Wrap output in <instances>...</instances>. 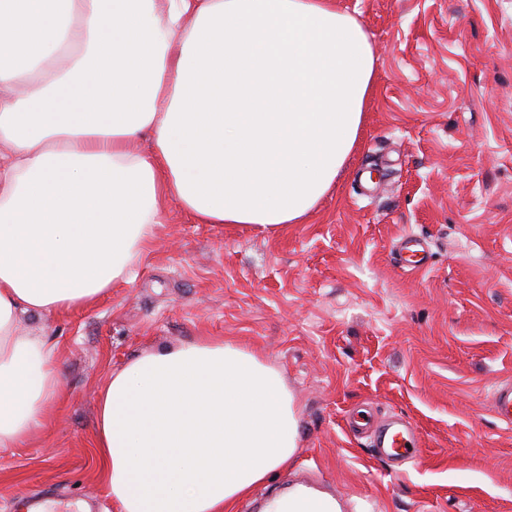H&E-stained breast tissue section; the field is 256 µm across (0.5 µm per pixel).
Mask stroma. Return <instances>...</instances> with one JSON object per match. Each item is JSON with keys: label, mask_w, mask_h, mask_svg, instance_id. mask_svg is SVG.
<instances>
[{"label": "stroma", "mask_w": 512, "mask_h": 512, "mask_svg": "<svg viewBox=\"0 0 512 512\" xmlns=\"http://www.w3.org/2000/svg\"><path fill=\"white\" fill-rule=\"evenodd\" d=\"M374 50L354 151L307 223L279 231L167 220L135 279L40 323L63 399L0 448V512L21 501L117 512L95 448L97 397L136 356L201 338L275 367L300 408L299 448L236 512L306 476L375 512H512V425L489 397L512 377V0H338ZM410 234L429 265L406 271ZM360 409L402 418L420 458L349 434Z\"/></svg>", "instance_id": "1"}]
</instances>
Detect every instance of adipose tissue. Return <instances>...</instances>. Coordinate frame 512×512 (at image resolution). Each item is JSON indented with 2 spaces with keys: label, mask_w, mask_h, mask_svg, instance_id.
I'll return each instance as SVG.
<instances>
[{
  "label": "adipose tissue",
  "mask_w": 512,
  "mask_h": 512,
  "mask_svg": "<svg viewBox=\"0 0 512 512\" xmlns=\"http://www.w3.org/2000/svg\"><path fill=\"white\" fill-rule=\"evenodd\" d=\"M0 448L63 395L25 332L131 282L178 202L200 224L304 223L362 123L374 53L336 0H0ZM51 68L46 83L35 74ZM149 139V151L138 142ZM278 370L203 338L141 354L98 395L118 512H234L298 450Z\"/></svg>",
  "instance_id": "obj_1"
}]
</instances>
